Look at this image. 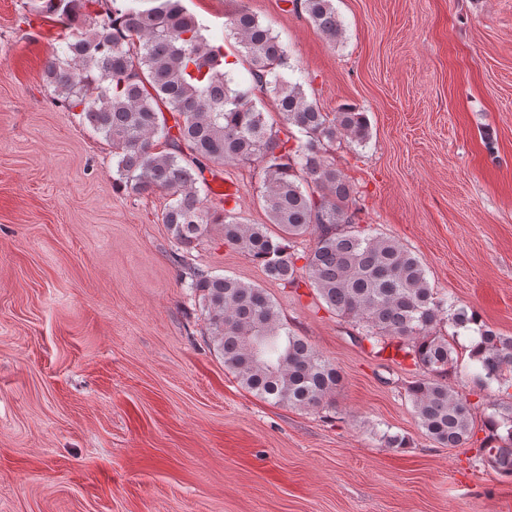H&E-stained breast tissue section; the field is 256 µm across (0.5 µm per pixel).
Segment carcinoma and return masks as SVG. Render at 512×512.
<instances>
[{
    "label": "carcinoma",
    "mask_w": 512,
    "mask_h": 512,
    "mask_svg": "<svg viewBox=\"0 0 512 512\" xmlns=\"http://www.w3.org/2000/svg\"><path fill=\"white\" fill-rule=\"evenodd\" d=\"M291 4L303 6L326 40L342 38L334 0ZM25 6L29 15L68 30L44 70L56 99L112 144L120 187L169 194L162 223L182 253L196 249L216 225L224 243L258 262L269 279L297 287L298 271H305L328 309L361 325L371 353L392 347L401 361L435 375L407 388L426 434L448 448L471 438L470 400L438 379L456 352L438 327L480 336V353L470 360L483 389L512 372V336L480 324L476 310L436 297L420 256L359 224L357 191L325 144L344 138L365 144L364 113L322 111L285 72L287 47L242 7L225 23L248 63L247 76L236 80L225 70L224 46L183 0H27ZM257 90L273 99L295 133L279 137L254 102ZM161 141L170 150H157ZM255 160L264 163L260 197L269 224H246L233 209L206 207L202 193L212 166ZM307 234L315 237L309 252L291 250L292 240ZM186 268L210 342L244 388L276 404L320 409L329 403L338 369L288 329L264 289ZM488 409L487 424L505 426L506 436L480 451L512 473V404L493 401Z\"/></svg>",
    "instance_id": "obj_1"
}]
</instances>
